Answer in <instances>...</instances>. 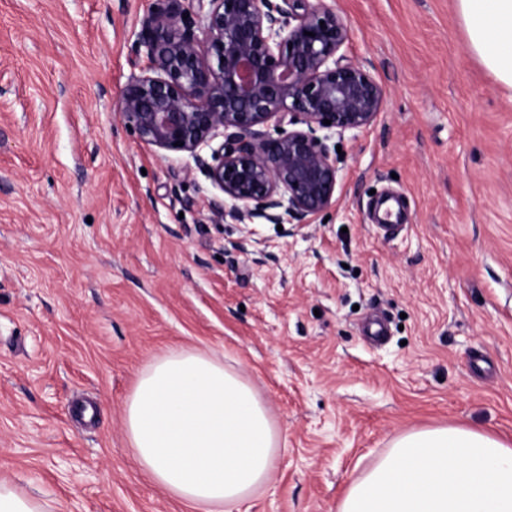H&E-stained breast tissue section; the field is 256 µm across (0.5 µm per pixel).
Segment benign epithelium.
<instances>
[{
    "label": "benign epithelium",
    "mask_w": 512,
    "mask_h": 512,
    "mask_svg": "<svg viewBox=\"0 0 512 512\" xmlns=\"http://www.w3.org/2000/svg\"><path fill=\"white\" fill-rule=\"evenodd\" d=\"M208 2L201 38L181 0H153L137 39L147 64L121 91V121L141 143L195 159L231 201L217 219L308 224L338 185L316 129L370 127L385 88L339 54L349 27L323 0ZM285 123L275 138L264 131Z\"/></svg>",
    "instance_id": "1"
}]
</instances>
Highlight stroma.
<instances>
[{
    "instance_id": "1",
    "label": "stroma",
    "mask_w": 512,
    "mask_h": 512,
    "mask_svg": "<svg viewBox=\"0 0 512 512\" xmlns=\"http://www.w3.org/2000/svg\"><path fill=\"white\" fill-rule=\"evenodd\" d=\"M324 2L386 98L327 134L335 206L281 231L217 223L192 157L121 122L152 0H0V481L49 512H193L123 425L172 348L239 374L278 427L275 472L233 512H335L413 429L512 440V89L456 0Z\"/></svg>"
}]
</instances>
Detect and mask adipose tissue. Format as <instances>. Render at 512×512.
I'll use <instances>...</instances> for the list:
<instances>
[{
	"label": "adipose tissue",
	"instance_id": "1",
	"mask_svg": "<svg viewBox=\"0 0 512 512\" xmlns=\"http://www.w3.org/2000/svg\"><path fill=\"white\" fill-rule=\"evenodd\" d=\"M468 50L512 87V0H456ZM124 430L140 467L195 512H230L265 487L279 431L252 387L207 354L174 349L144 370ZM336 512H512V443L464 425L396 436Z\"/></svg>",
	"mask_w": 512,
	"mask_h": 512
}]
</instances>
